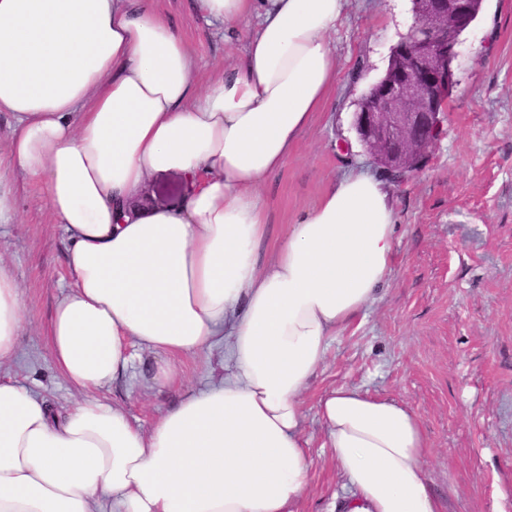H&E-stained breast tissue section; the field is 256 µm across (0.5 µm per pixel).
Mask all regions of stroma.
Listing matches in <instances>:
<instances>
[{"label": "stroma", "instance_id": "1", "mask_svg": "<svg viewBox=\"0 0 512 512\" xmlns=\"http://www.w3.org/2000/svg\"><path fill=\"white\" fill-rule=\"evenodd\" d=\"M151 5L199 58L203 83L250 32L208 22L194 0ZM413 20L412 0H346L330 36L336 77L327 104L264 191L272 229L345 174H376L356 144L354 114ZM454 53L443 135L421 173L387 184L397 204L389 278L329 339L326 364L303 397L310 468L296 512H336L346 493L317 408L341 385L416 411L429 440V484L444 512H512V0H483ZM17 207V223L0 226V255L22 287L28 317L7 371L63 414L75 395L56 369L49 331L69 279L64 229L34 185H19ZM227 363L219 342L177 360L183 384L152 387L145 355L98 395L147 432L184 387H210Z\"/></svg>", "mask_w": 512, "mask_h": 512}]
</instances>
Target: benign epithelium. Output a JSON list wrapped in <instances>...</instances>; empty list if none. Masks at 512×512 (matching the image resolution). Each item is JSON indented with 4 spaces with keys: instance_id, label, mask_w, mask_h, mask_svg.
<instances>
[{
    "instance_id": "benign-epithelium-1",
    "label": "benign epithelium",
    "mask_w": 512,
    "mask_h": 512,
    "mask_svg": "<svg viewBox=\"0 0 512 512\" xmlns=\"http://www.w3.org/2000/svg\"><path fill=\"white\" fill-rule=\"evenodd\" d=\"M414 25L392 50L385 76L355 113L359 139L380 169L409 179L442 133L453 83L451 52L474 21L472 0H413Z\"/></svg>"
}]
</instances>
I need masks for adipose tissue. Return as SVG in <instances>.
<instances>
[{"label":"adipose tissue","mask_w":512,"mask_h":512,"mask_svg":"<svg viewBox=\"0 0 512 512\" xmlns=\"http://www.w3.org/2000/svg\"><path fill=\"white\" fill-rule=\"evenodd\" d=\"M210 20L253 23L237 64L199 84L195 53L148 0H0V224L18 180L39 184L67 239V290L50 344L79 398L62 416L0 377V512H295L310 463L302 396L328 341L387 280L396 211L364 173L271 228L262 190L324 104L329 35L344 0H197ZM176 172L180 201H145ZM28 309L0 263V365ZM223 341L230 375L188 390L150 432L97 397L136 350L153 380ZM318 412L352 489L341 512H443L409 407L339 386Z\"/></svg>","instance_id":"obj_1"}]
</instances>
